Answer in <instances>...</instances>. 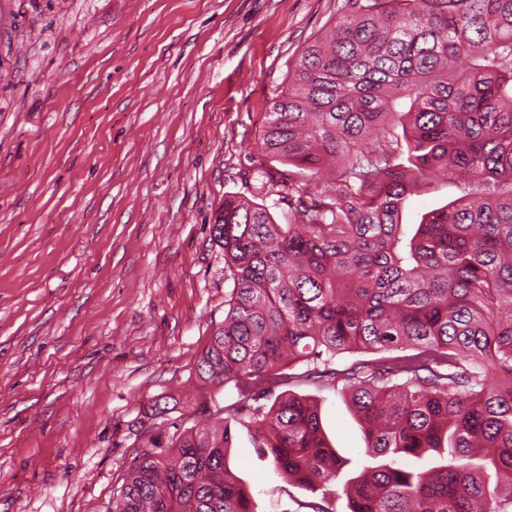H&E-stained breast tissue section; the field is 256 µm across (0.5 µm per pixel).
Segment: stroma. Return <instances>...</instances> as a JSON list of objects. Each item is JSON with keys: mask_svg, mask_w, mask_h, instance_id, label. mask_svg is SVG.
I'll return each mask as SVG.
<instances>
[{"mask_svg": "<svg viewBox=\"0 0 512 512\" xmlns=\"http://www.w3.org/2000/svg\"><path fill=\"white\" fill-rule=\"evenodd\" d=\"M344 0H0V512H112L158 426L155 398L236 405L196 364L224 321L225 196L288 220L286 166L259 147L265 112L302 47ZM428 179L402 221L466 194ZM315 399L334 448L365 463L340 390ZM228 463L258 512H348L341 484L312 493L278 474L248 426Z\"/></svg>", "mask_w": 512, "mask_h": 512, "instance_id": "35a3bbf8", "label": "stroma"}]
</instances>
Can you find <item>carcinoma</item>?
<instances>
[{"instance_id": "1", "label": "carcinoma", "mask_w": 512, "mask_h": 512, "mask_svg": "<svg viewBox=\"0 0 512 512\" xmlns=\"http://www.w3.org/2000/svg\"><path fill=\"white\" fill-rule=\"evenodd\" d=\"M259 145L303 178L288 174L286 224L236 197L216 210L229 288L198 377L254 402L283 478L343 481L349 512H512V0H347L288 69ZM437 175L473 198L410 234L404 202ZM350 353L373 358L333 368ZM294 362L341 387L374 464L347 468L310 398L263 402ZM179 406L163 396L150 416ZM231 440L227 419L158 430L112 512H257Z\"/></svg>"}]
</instances>
